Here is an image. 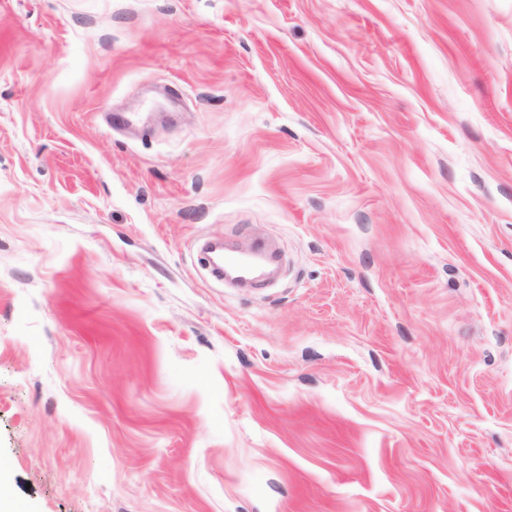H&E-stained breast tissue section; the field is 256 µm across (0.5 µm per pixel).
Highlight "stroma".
I'll return each mask as SVG.
<instances>
[{
	"mask_svg": "<svg viewBox=\"0 0 512 512\" xmlns=\"http://www.w3.org/2000/svg\"><path fill=\"white\" fill-rule=\"evenodd\" d=\"M0 464L22 512H512V0H0Z\"/></svg>",
	"mask_w": 512,
	"mask_h": 512,
	"instance_id": "obj_1",
	"label": "stroma"
}]
</instances>
